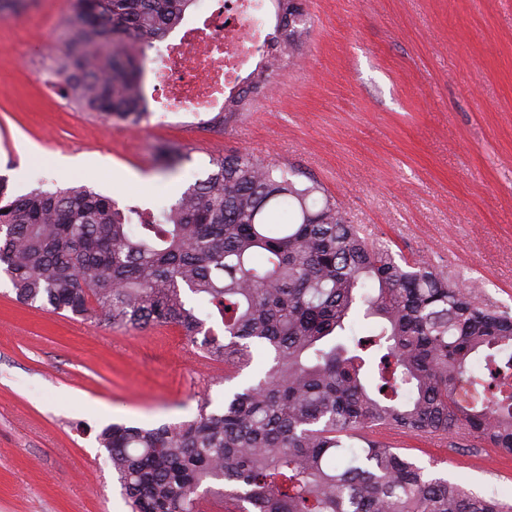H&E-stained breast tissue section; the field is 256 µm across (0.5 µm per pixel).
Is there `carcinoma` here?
Wrapping results in <instances>:
<instances>
[{"instance_id": "obj_1", "label": "carcinoma", "mask_w": 512, "mask_h": 512, "mask_svg": "<svg viewBox=\"0 0 512 512\" xmlns=\"http://www.w3.org/2000/svg\"><path fill=\"white\" fill-rule=\"evenodd\" d=\"M269 49L213 118L253 111L303 47L306 12L271 0ZM197 0H71L61 91L114 123L149 119L147 51ZM192 161L158 150L174 172ZM0 269L17 301L139 329L174 324L225 378L274 364L217 409L98 434L131 512H503L368 434L476 438L512 456V313L424 260L396 258L316 181L243 151L160 207L86 186L15 195L0 178ZM222 328L217 332L214 326Z\"/></svg>"}]
</instances>
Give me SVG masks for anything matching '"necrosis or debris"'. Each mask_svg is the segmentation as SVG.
Instances as JSON below:
<instances>
[{
  "label": "necrosis or debris",
  "mask_w": 512,
  "mask_h": 512,
  "mask_svg": "<svg viewBox=\"0 0 512 512\" xmlns=\"http://www.w3.org/2000/svg\"><path fill=\"white\" fill-rule=\"evenodd\" d=\"M230 17L214 30L182 37L158 54L155 64L169 86V108L159 111L158 122L169 112L212 107L217 93L231 87L242 67L255 53L264 29L262 0H227Z\"/></svg>",
  "instance_id": "necrosis-or-debris-1"
}]
</instances>
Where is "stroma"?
I'll return each instance as SVG.
<instances>
[{
  "instance_id": "35a3bbf8",
  "label": "stroma",
  "mask_w": 512,
  "mask_h": 512,
  "mask_svg": "<svg viewBox=\"0 0 512 512\" xmlns=\"http://www.w3.org/2000/svg\"><path fill=\"white\" fill-rule=\"evenodd\" d=\"M310 34L277 89L225 130L130 128L67 104L43 61L70 0L0 19V177L13 193L92 186L165 198L245 151L322 183L351 223L512 311V0H306ZM191 163L162 174L155 149ZM239 379L171 324L126 330L16 302L0 271V512H130L96 435L222 405ZM400 447L438 477L512 501V458L487 445Z\"/></svg>"
}]
</instances>
